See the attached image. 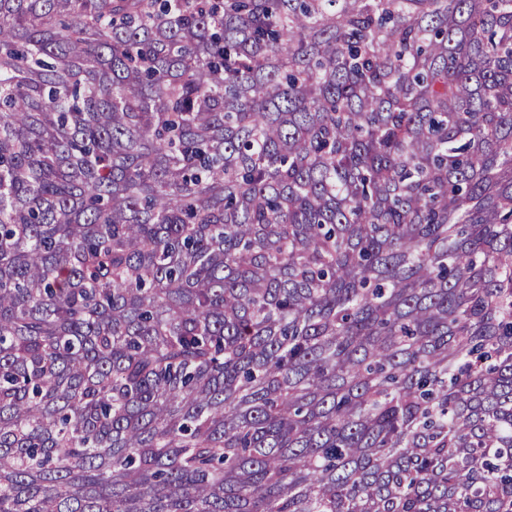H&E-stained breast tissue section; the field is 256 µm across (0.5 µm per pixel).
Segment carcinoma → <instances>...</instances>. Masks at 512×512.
Segmentation results:
<instances>
[{
    "label": "carcinoma",
    "instance_id": "1",
    "mask_svg": "<svg viewBox=\"0 0 512 512\" xmlns=\"http://www.w3.org/2000/svg\"><path fill=\"white\" fill-rule=\"evenodd\" d=\"M0 512H512V0H0Z\"/></svg>",
    "mask_w": 512,
    "mask_h": 512
}]
</instances>
